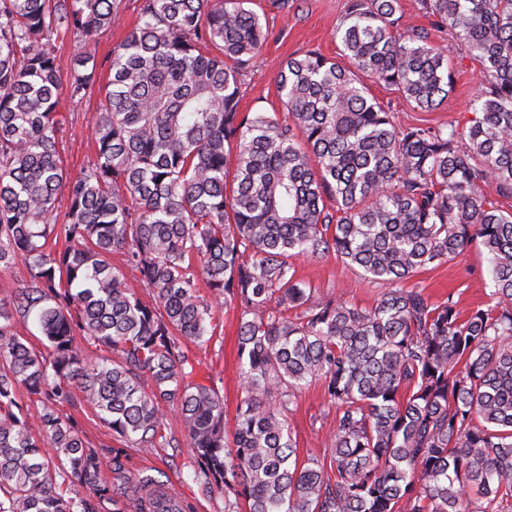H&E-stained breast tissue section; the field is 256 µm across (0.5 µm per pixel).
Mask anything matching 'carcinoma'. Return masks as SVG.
<instances>
[{"instance_id": "obj_1", "label": "carcinoma", "mask_w": 512, "mask_h": 512, "mask_svg": "<svg viewBox=\"0 0 512 512\" xmlns=\"http://www.w3.org/2000/svg\"><path fill=\"white\" fill-rule=\"evenodd\" d=\"M250 3L139 0L102 86L92 43L122 0H0V270L27 269L0 299V512H192L160 506L151 476L127 485L125 449L105 460L64 412L77 399L142 454L167 443L162 409L176 413L224 512H512V210L492 200L512 199V0H418L481 82L468 125L404 128L367 82L424 112L454 82L427 32L398 35L402 0H349V65L317 51L279 65L283 121L240 109L270 34ZM62 34L82 44L65 75ZM95 91L96 158L72 175L58 105ZM474 242L487 303L464 312L401 286ZM331 254L382 286L374 306L297 278L295 259ZM227 304L244 393L229 435L188 348ZM30 320L50 356L17 332ZM313 382L336 408L327 463L299 460L288 427Z\"/></svg>"}]
</instances>
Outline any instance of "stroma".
Masks as SVG:
<instances>
[{"label": "stroma", "instance_id": "1", "mask_svg": "<svg viewBox=\"0 0 512 512\" xmlns=\"http://www.w3.org/2000/svg\"><path fill=\"white\" fill-rule=\"evenodd\" d=\"M290 10L270 9L269 0H254L252 8L264 13L271 35L254 71L244 80L240 108L245 112H283L278 95L275 72L279 63L290 56L308 51L320 52L329 58H339L340 44L334 37L336 26L347 9V0H292ZM404 17L401 31L424 28L430 38L446 46L453 68L454 90L444 105L432 112L414 109L400 94L381 84H369L368 89L379 102L389 105L398 124L427 122L466 124L472 116L470 103L480 87V65L464 53L460 43L448 34L432 29L423 16L417 0H402ZM101 106L99 95L78 103L62 100L60 112L65 118L61 132L60 158L70 173H78L94 159L91 128ZM298 277L314 289L316 295H337L359 308L372 307L381 290L380 285L362 279L358 269L343 263L336 256L316 262L306 258L295 262ZM411 285L425 289L432 298L454 296L462 309H470L485 301L489 289L487 255L483 248H467L454 260L428 267L411 278ZM216 333L210 342L193 347L198 378H211L224 397L227 420H234L242 398L238 370V313L226 306L216 311ZM165 433L171 445L156 449L152 454L131 452L125 463V475L137 482L151 475L163 482L182 498L192 502L195 512H224V496L208 493L194 478L190 456V440L180 419L165 412ZM288 425L297 444L300 459L323 457L330 448L336 428V410L323 399L320 385L303 389L288 415Z\"/></svg>", "mask_w": 512, "mask_h": 512}]
</instances>
